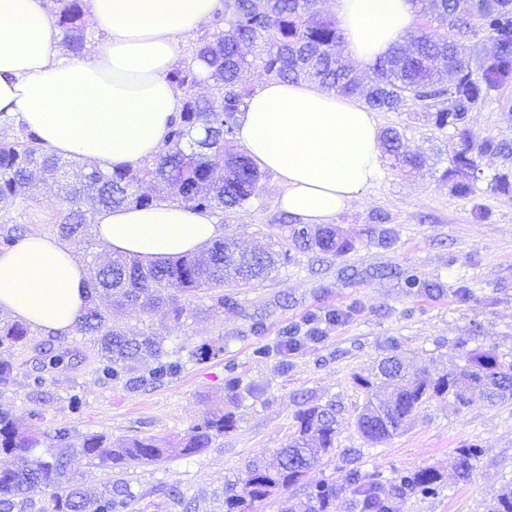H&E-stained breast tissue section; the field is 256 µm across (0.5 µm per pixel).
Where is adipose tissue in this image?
<instances>
[{"mask_svg":"<svg viewBox=\"0 0 512 512\" xmlns=\"http://www.w3.org/2000/svg\"><path fill=\"white\" fill-rule=\"evenodd\" d=\"M217 0H90L102 35L67 55L45 0H0V117L43 146L102 170L155 157L181 108L168 76L187 36ZM344 49L363 70L416 23L412 0H334ZM236 141L283 187L280 207L300 223H328L359 203L381 173L374 112L308 81L264 80L248 99ZM93 235L143 263L198 252L222 235L211 212L163 201L101 212ZM87 270L57 237L32 234L0 253V310L70 335L86 305Z\"/></svg>","mask_w":512,"mask_h":512,"instance_id":"1","label":"adipose tissue"}]
</instances>
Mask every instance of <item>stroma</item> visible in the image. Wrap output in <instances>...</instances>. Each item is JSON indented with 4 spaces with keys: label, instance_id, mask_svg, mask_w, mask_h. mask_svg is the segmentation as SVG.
<instances>
[{
    "label": "stroma",
    "instance_id": "obj_1",
    "mask_svg": "<svg viewBox=\"0 0 512 512\" xmlns=\"http://www.w3.org/2000/svg\"><path fill=\"white\" fill-rule=\"evenodd\" d=\"M380 127L403 131L406 146L426 159L415 175L384 165L379 181L359 206L338 214L333 223L353 244L348 253L298 252L278 272L250 288L233 289L236 304L179 323L126 308L113 317L131 331H156L173 350L202 342L221 346L210 360L188 362L181 373L161 384L132 391L101 381L94 373L89 344L80 336L37 332L36 343L70 350L63 366L44 368L34 345L10 355L18 368L13 385L0 388V408L11 411L20 427L33 426L31 410L43 416L42 429L68 427L73 433H102L112 438L154 437L171 452L162 461L108 468L79 457L74 461L80 485L103 490L126 482L133 499L130 512H224V486L242 481L256 456L285 447L297 428L298 412L311 405L333 404L338 432L335 449L293 487L257 505L254 512H307L311 491L325 481L342 480L351 464L377 474L382 489L405 470L430 467L443 477L438 494L412 495L398 512H487L512 489V400L490 403L474 396L459 407L434 398L407 421L403 431L368 444L357 429L367 393L353 380L370 375L397 342L419 366L437 375L462 364L466 352L493 348L502 363H512V196L490 190L493 168H485L474 195L448 191L441 174L459 141L429 125L420 107L382 112ZM283 191L273 174L260 183V198L247 211H215L225 237L246 249L286 235L289 221L278 205ZM489 218L475 219V207ZM385 213L398 232L392 248L371 240L372 217ZM412 268L443 283L435 296L409 295L396 279H378L376 269ZM341 310L346 317L322 328L321 338L304 339L282 356L255 357L261 344L275 345L288 325L314 311ZM262 322V335L250 326ZM42 371L46 383L32 392L29 377ZM240 380L236 392L224 386L228 372ZM81 392L80 412L68 397ZM233 413L235 426L210 448L194 455L175 448L205 412ZM478 444L482 455L470 479H459L451 465L456 448Z\"/></svg>",
    "mask_w": 512,
    "mask_h": 512
}]
</instances>
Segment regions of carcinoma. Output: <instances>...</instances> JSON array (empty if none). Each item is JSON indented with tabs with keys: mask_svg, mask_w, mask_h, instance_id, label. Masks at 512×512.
<instances>
[{
	"mask_svg": "<svg viewBox=\"0 0 512 512\" xmlns=\"http://www.w3.org/2000/svg\"><path fill=\"white\" fill-rule=\"evenodd\" d=\"M431 12L422 16L417 34L397 43L372 68L373 77L359 81L339 58L344 37L336 15L317 10V0H223L213 19L214 31L200 40L191 55L171 72L170 80L183 91L180 112L172 120L159 153L142 166L102 171L92 163L65 160L41 146L37 135L20 125L10 137L0 138V252L13 248L34 233L21 221L41 204L39 186L57 185L56 232L63 240L82 235L104 209L135 205L149 207L169 198L194 210H247L259 198L263 174L250 158L233 151L238 117L254 88L242 79L248 69L259 68L283 80L307 79L340 94L354 96L377 112H401L419 103L434 127L452 131L462 148L449 160L441 178L448 191L467 198L483 166L512 161V139L489 134L473 141L471 113L494 97L501 111L512 115V0H429ZM47 8L63 30V45L79 54L87 43L85 0H49ZM469 40L475 47L469 57L459 55L457 44ZM486 39L493 42L491 60L477 50ZM208 83L212 94L201 97L195 87ZM382 148L393 166L411 175L421 167V157L408 151L404 133L387 128ZM490 190L512 194V171L493 175ZM378 244L389 247L396 238L388 216H375ZM292 247L243 251L224 238L214 240L199 255L144 264L116 255L104 242L87 254L86 306L73 331L90 343L95 372L108 382L136 388L160 384L180 373L183 359L173 357L164 337L154 331L128 333L112 325L111 310L103 305L108 295L140 306L160 322L178 323L192 299L208 298L212 306L235 304L224 288H246L263 280L278 265L287 263L291 249L340 255L352 248L331 224L291 229ZM408 294H432L438 282L423 279L408 268L399 274ZM345 314H314L303 324L283 331L276 351L297 350L318 325L340 322ZM34 330L0 312V350L7 352L31 341ZM221 352L209 343L188 351L191 361H203ZM359 386L375 396L393 387L378 402H369L357 421L360 434L380 443L396 434L427 400L448 396L459 406L476 393L491 402L512 398V364H502L494 351L466 353L465 364L437 376L414 368L398 356L382 359L370 377H355ZM298 428L285 448L253 461L242 487L228 485L225 512H253L254 506L281 489L299 484L336 441V409L311 406L297 416ZM234 427V417L222 409L210 410L203 421L189 428L179 452L195 454ZM46 440L50 459H34L26 466L12 459ZM154 438L112 439L86 434L74 439L68 428L37 437L20 430L10 414L0 411V512H25L24 495L33 486L51 490V512H127L132 495L115 483L99 494L78 486L71 474L76 453L104 467L157 461L168 453ZM481 455L476 444L455 451L452 465L458 474H472ZM441 474L421 468L397 474L384 493L377 476L357 467L347 470L342 483L325 482L312 493L310 512H329L340 494L355 512H396V503L411 495L437 494Z\"/></svg>",
	"mask_w": 512,
	"mask_h": 512,
	"instance_id": "cac0c4a2",
	"label": "carcinoma"
}]
</instances>
